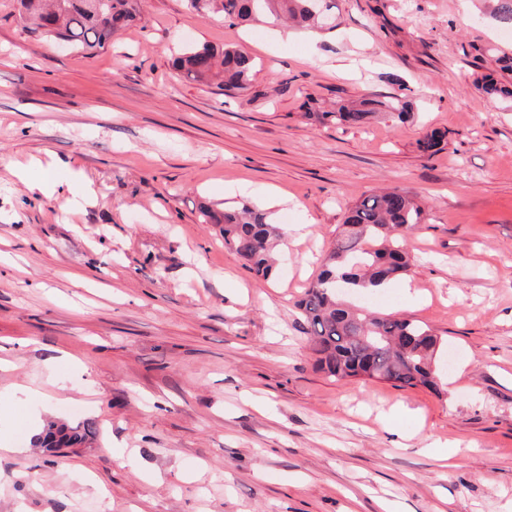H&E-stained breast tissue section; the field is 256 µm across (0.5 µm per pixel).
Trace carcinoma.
<instances>
[{"label": "carcinoma", "instance_id": "cac0c4a2", "mask_svg": "<svg viewBox=\"0 0 512 512\" xmlns=\"http://www.w3.org/2000/svg\"><path fill=\"white\" fill-rule=\"evenodd\" d=\"M492 15L502 27H512V0H491ZM137 0H20V13L29 28L72 47L93 53L112 43V37L137 16ZM197 12L216 11L236 24L272 17L305 26L327 27L333 0H187ZM180 76L201 82L221 79L228 94L244 87L255 68L254 59L226 45L184 48L174 58ZM482 93L512 98V84L487 76L477 85ZM408 114L399 98L368 97L317 113L336 125L361 126L378 114ZM447 132L433 129L418 141L430 156L441 150ZM202 223L213 224L224 248L236 254L256 275L268 277L280 238L271 213L242 204L218 208L205 205ZM424 211L405 189L372 191L349 209L336 245L324 259L317 278L297 306L307 324L306 339L314 367L339 381L377 379L400 388H426L440 393L437 354L441 339L431 328L395 313H373L343 299L349 286L393 282L408 271L406 237L423 223ZM97 423L86 418L74 426L52 422L37 438L42 448H78L96 437Z\"/></svg>", "mask_w": 512, "mask_h": 512}]
</instances>
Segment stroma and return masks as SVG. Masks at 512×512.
<instances>
[{
    "label": "stroma",
    "instance_id": "stroma-1",
    "mask_svg": "<svg viewBox=\"0 0 512 512\" xmlns=\"http://www.w3.org/2000/svg\"><path fill=\"white\" fill-rule=\"evenodd\" d=\"M138 8L87 54L0 0V512H512V100L476 89L512 34L475 0H335L313 34ZM203 44L247 48V89L179 75ZM367 94L411 111L317 117ZM49 161L55 193L17 183ZM395 186L425 207L418 296L356 302L445 340L438 395L316 371L295 306L348 208ZM244 199L288 231L266 280L201 221ZM36 415L97 439L54 457Z\"/></svg>",
    "mask_w": 512,
    "mask_h": 512
}]
</instances>
